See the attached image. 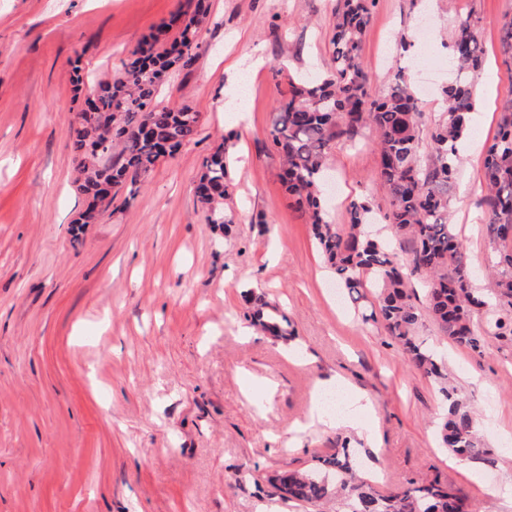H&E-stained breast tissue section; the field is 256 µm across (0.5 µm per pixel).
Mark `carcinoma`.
<instances>
[{"label":"carcinoma","mask_w":512,"mask_h":512,"mask_svg":"<svg viewBox=\"0 0 512 512\" xmlns=\"http://www.w3.org/2000/svg\"><path fill=\"white\" fill-rule=\"evenodd\" d=\"M375 4L338 0L330 39L334 67L322 76L290 83L288 94L276 101L270 135L282 158L279 179L311 225L320 254L358 315L381 323L413 368L440 385V446L458 458L490 463L491 452L480 439L472 408L449 381L448 364L417 333L427 317L444 337L477 354L485 336H512V98L500 112L497 136L483 158L480 207L492 244L491 303L472 288L466 252L449 221V189L475 110L473 75L481 70L484 56L475 24L461 17L453 26L446 44L452 78L442 90L444 112L425 131L419 100L403 74L377 92L369 86L363 38ZM205 18L202 0L191 13H174L169 23L138 43L121 70L98 82L85 97L72 146L78 158V190L90 204L78 223H93L98 207L111 195L136 186L161 157L196 136L197 113L187 106L160 107L154 101L173 68L191 61ZM174 27L178 36L169 46L166 36ZM499 43L511 66L512 21L501 28ZM367 127L375 131L377 178L389 197L388 240L367 231L372 208L366 201L351 202L348 224L340 227L329 221L323 196L332 147L357 143ZM425 136L428 149L423 152ZM196 192L216 215L212 223H233V216L219 212L229 195L224 150L203 160ZM414 276L426 283L423 303L411 286ZM369 289L374 290L373 302L368 301ZM244 298L256 303L251 315L256 326L275 340L288 339L286 318L277 307L252 291ZM477 313L487 318L481 332L472 322ZM266 481L280 499L314 512L330 503L336 504V512H475L465 495L436 480L381 493L345 446Z\"/></svg>","instance_id":"obj_1"}]
</instances>
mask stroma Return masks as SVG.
Listing matches in <instances>:
<instances>
[{"label":"stroma","mask_w":512,"mask_h":512,"mask_svg":"<svg viewBox=\"0 0 512 512\" xmlns=\"http://www.w3.org/2000/svg\"><path fill=\"white\" fill-rule=\"evenodd\" d=\"M192 62L159 105L200 115L193 141L72 228L87 201L76 188L70 129L88 85L188 0H0V512H304L271 495L273 472L349 446L369 451L381 491L436 478L477 512H512L492 496L512 483V340L481 353L418 334L448 361L477 420L491 465L460 464L435 439L437 385L416 371L380 324L362 322L291 206L270 136L290 80L328 72L336 0H206ZM471 16L486 62L452 188L451 222L482 277L491 244L477 207L484 152L512 74L498 33L512 0H377L363 39L373 89L398 70L429 80L423 125L441 112L450 77L439 42ZM430 19L434 64L396 55L400 30ZM282 66L272 76L274 66ZM246 91L244 111L228 112ZM231 156L226 209L208 222L197 177L220 145ZM334 224L367 199L388 209L372 132L330 151ZM287 317L292 351L252 330L245 290ZM339 376L367 393L360 430L311 420L319 381Z\"/></svg>","instance_id":"1"}]
</instances>
